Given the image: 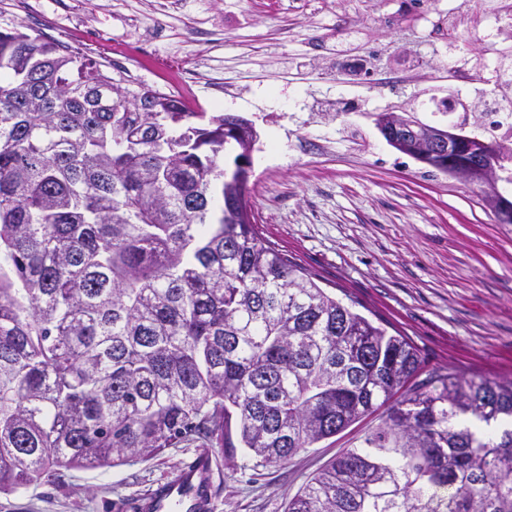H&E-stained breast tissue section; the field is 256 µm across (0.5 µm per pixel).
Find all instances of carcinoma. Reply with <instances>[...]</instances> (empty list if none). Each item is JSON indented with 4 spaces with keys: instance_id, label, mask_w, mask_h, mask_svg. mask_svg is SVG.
Segmentation results:
<instances>
[{
    "instance_id": "cac0c4a2",
    "label": "carcinoma",
    "mask_w": 512,
    "mask_h": 512,
    "mask_svg": "<svg viewBox=\"0 0 512 512\" xmlns=\"http://www.w3.org/2000/svg\"><path fill=\"white\" fill-rule=\"evenodd\" d=\"M224 116L0 31V491L193 440L278 466L383 408L285 512H512V381L418 379L262 238Z\"/></svg>"
}]
</instances>
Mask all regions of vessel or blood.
Segmentation results:
<instances>
[{"label":"vessel or blood","instance_id":"vessel-or-blood-1","mask_svg":"<svg viewBox=\"0 0 512 512\" xmlns=\"http://www.w3.org/2000/svg\"><path fill=\"white\" fill-rule=\"evenodd\" d=\"M208 461L199 459L152 495L150 512H205L208 505Z\"/></svg>","mask_w":512,"mask_h":512}]
</instances>
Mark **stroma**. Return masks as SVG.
Wrapping results in <instances>:
<instances>
[{
  "mask_svg": "<svg viewBox=\"0 0 512 512\" xmlns=\"http://www.w3.org/2000/svg\"><path fill=\"white\" fill-rule=\"evenodd\" d=\"M452 13L476 121L489 98L478 66L512 50V33L483 41L493 19L479 0H0V30H38L131 70L139 86L250 119L260 139L247 198L260 235L408 338L422 373L509 381L512 224L498 223L476 186L389 146L375 123L393 112L448 124L437 101L459 84L440 30ZM381 423L373 413L277 467L242 452L232 471L219 449L185 442L114 468L69 469L0 492V512H146L149 493L201 456L211 512H285L320 466Z\"/></svg>",
  "mask_w": 512,
  "mask_h": 512,
  "instance_id": "obj_1",
  "label": "stroma"
}]
</instances>
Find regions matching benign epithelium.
<instances>
[{
  "mask_svg": "<svg viewBox=\"0 0 512 512\" xmlns=\"http://www.w3.org/2000/svg\"><path fill=\"white\" fill-rule=\"evenodd\" d=\"M380 127L393 144H413L417 161L478 186L483 202L499 215L501 223L512 222V201L496 187L501 175L508 180L512 177L501 167L502 157L489 141L452 125L445 129L429 125L423 135L412 141L409 133L415 124L410 116L388 115Z\"/></svg>",
  "mask_w": 512,
  "mask_h": 512,
  "instance_id": "1",
  "label": "benign epithelium"
}]
</instances>
